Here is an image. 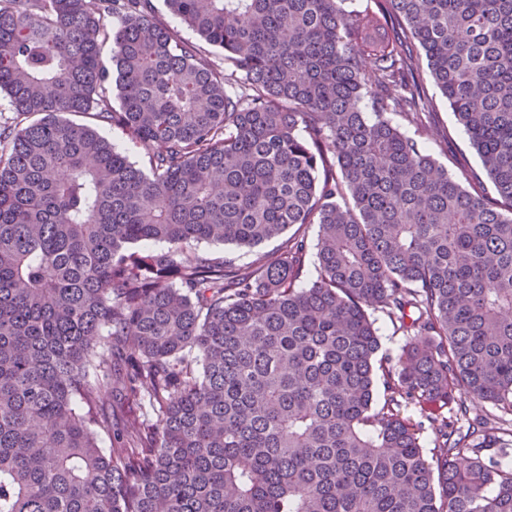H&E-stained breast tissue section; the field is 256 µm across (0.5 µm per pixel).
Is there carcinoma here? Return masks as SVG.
<instances>
[{"label": "carcinoma", "mask_w": 512, "mask_h": 512, "mask_svg": "<svg viewBox=\"0 0 512 512\" xmlns=\"http://www.w3.org/2000/svg\"><path fill=\"white\" fill-rule=\"evenodd\" d=\"M347 2L164 0L216 59L153 0H0V512H512V0ZM416 46L494 195L426 150ZM306 224L312 275L193 248ZM155 5L158 8V17L159 19L167 23L168 25L172 27H177L180 31L183 37L188 38L189 40H192L194 42H197L200 44V46L206 51L212 54L213 57H219L221 55V51L213 48L212 46L205 44L203 41H200L198 36H196L191 30L187 29L186 27L180 25L173 16L167 12L166 8L163 6L161 0H154ZM97 129L106 135L112 143H114L120 150L124 151L131 161H140L141 153L140 148L133 141H131L122 130L112 127L107 123L94 122ZM374 317L377 318L376 326L379 327L381 354H388L393 359L400 353L402 347L408 342V337L401 333L395 332L388 318L381 312H375ZM112 407L114 410L113 423L118 424L126 414L138 417L143 411V408L137 399L125 395V392L119 391V389L113 393Z\"/></svg>", "instance_id": "obj_1"}]
</instances>
